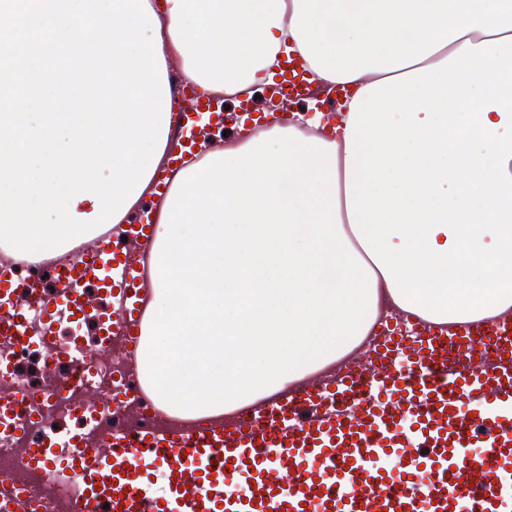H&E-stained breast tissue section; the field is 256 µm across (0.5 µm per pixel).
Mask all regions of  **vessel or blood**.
Segmentation results:
<instances>
[{"mask_svg":"<svg viewBox=\"0 0 512 512\" xmlns=\"http://www.w3.org/2000/svg\"><path fill=\"white\" fill-rule=\"evenodd\" d=\"M271 95L315 97L309 80L268 84ZM181 157L194 154L200 122L260 125L248 97L233 116L211 99L173 89ZM0 265V336L13 348L37 344L73 360L61 389L95 381L82 340L99 324V346L133 345L137 305L147 290L140 263L99 242L57 272V288L13 285ZM104 296L89 305L86 282ZM35 298L42 327L30 333L21 294ZM70 326L67 346L55 336ZM23 394L0 398V435L20 430ZM33 482L52 487L66 473L82 489L56 512H512V320L438 331L421 323L381 326L368 367L351 366L314 391L259 401L226 420L184 427L108 429L88 446L82 428L49 434L23 449ZM160 491H153L155 478ZM0 512H39L22 493L0 489Z\"/></svg>","mask_w":512,"mask_h":512,"instance_id":"vessel-or-blood-1","label":"vessel or blood"}]
</instances>
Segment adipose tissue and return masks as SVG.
Listing matches in <instances>:
<instances>
[{
	"mask_svg": "<svg viewBox=\"0 0 512 512\" xmlns=\"http://www.w3.org/2000/svg\"><path fill=\"white\" fill-rule=\"evenodd\" d=\"M169 78L222 98L298 54L346 93L202 131L149 245L157 407L218 418L321 373L381 317L512 315V0H149Z\"/></svg>",
	"mask_w": 512,
	"mask_h": 512,
	"instance_id": "1",
	"label": "adipose tissue"
}]
</instances>
